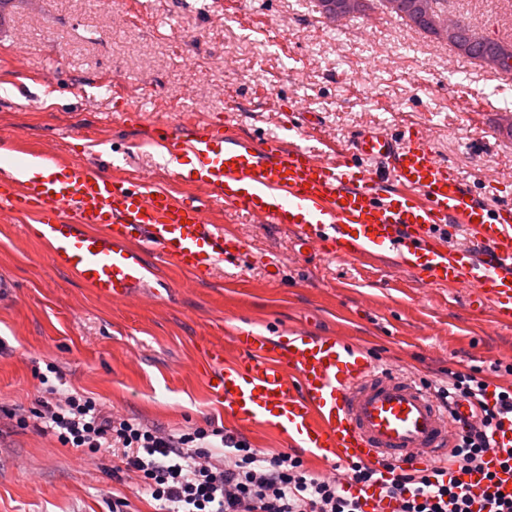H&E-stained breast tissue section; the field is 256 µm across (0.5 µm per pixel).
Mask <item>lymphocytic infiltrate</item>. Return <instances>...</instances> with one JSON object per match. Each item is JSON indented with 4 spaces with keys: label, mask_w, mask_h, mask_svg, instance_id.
Instances as JSON below:
<instances>
[{
    "label": "lymphocytic infiltrate",
    "mask_w": 512,
    "mask_h": 512,
    "mask_svg": "<svg viewBox=\"0 0 512 512\" xmlns=\"http://www.w3.org/2000/svg\"><path fill=\"white\" fill-rule=\"evenodd\" d=\"M433 392L452 405L466 402L471 419L450 450L447 477L422 468L401 472L386 486L395 512H475L479 506L512 512V493H501L496 473L484 467L490 427L512 416V384L493 387L480 370H449ZM0 418L19 428L35 426L62 446L117 459L158 501V512H363L348 488L376 478L375 470L358 461L314 474L300 456L251 447L219 428L168 432L53 385L46 386L37 408L5 409ZM470 472L481 473V492L461 481Z\"/></svg>",
    "instance_id": "obj_1"
}]
</instances>
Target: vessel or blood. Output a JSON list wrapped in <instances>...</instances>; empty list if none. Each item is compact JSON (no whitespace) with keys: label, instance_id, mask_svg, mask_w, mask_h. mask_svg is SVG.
<instances>
[{"label":"vessel or blood","instance_id":"b4317fda","mask_svg":"<svg viewBox=\"0 0 512 512\" xmlns=\"http://www.w3.org/2000/svg\"><path fill=\"white\" fill-rule=\"evenodd\" d=\"M151 140L171 162L190 161L205 198L189 206L150 176L112 177L85 162L61 167L42 151L43 175L0 167V215H34L25 231L46 246L52 266L106 302L148 287L152 251L197 278L220 262L240 264L244 240L208 221L219 202L253 223L292 225L300 248L328 244L357 261L383 254L429 284L468 289L473 310L512 325V207L475 200L433 151L430 132L363 131L349 152L325 156L212 120L159 128ZM448 227L465 232L474 251L451 248L440 235ZM228 341L205 352L225 420L283 434L326 463L353 458L376 469V483L354 489L365 512H393L383 489L395 468L447 463L461 422L421 383L379 370L363 348L303 327L274 339L237 326ZM491 435L489 467L512 489L499 465L512 448V419Z\"/></svg>","mask_w":512,"mask_h":512}]
</instances>
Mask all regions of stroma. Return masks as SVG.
Returning <instances> with one entry per match:
<instances>
[{"label":"stroma","mask_w":512,"mask_h":512,"mask_svg":"<svg viewBox=\"0 0 512 512\" xmlns=\"http://www.w3.org/2000/svg\"><path fill=\"white\" fill-rule=\"evenodd\" d=\"M447 7L512 39V0ZM117 14L126 25L114 26ZM451 52L378 11L334 25L318 0H0V141L23 137L17 161L48 149L63 166L82 159L116 177L148 173L190 202L203 192L148 146L153 127L191 113L262 138L296 108L335 146L363 130L433 128V150L480 202L512 205V84ZM270 89L285 112L268 110ZM463 90L478 111H456ZM208 218L245 240L241 267L197 281L153 255L154 287L112 303L55 270L25 234L26 217L0 221V275L17 283L0 297V408H34L42 382L62 381L168 430L224 426L201 349L224 342L230 323L338 336L411 378L477 367L492 383L512 382V326L472 312L466 289L385 261L300 251L291 225L246 224L220 203ZM268 263L280 266L279 281L267 279ZM115 496L130 512H156L135 477L100 473L97 458L35 428L0 431V512H108Z\"/></svg>","instance_id":"obj_1"}]
</instances>
